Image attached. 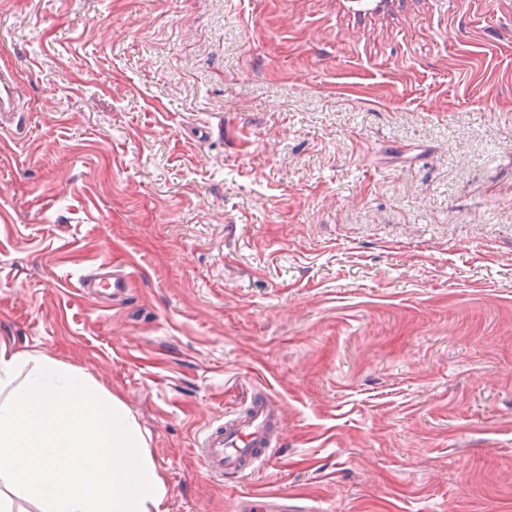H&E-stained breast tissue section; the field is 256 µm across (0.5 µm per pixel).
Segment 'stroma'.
<instances>
[{
    "label": "stroma",
    "instance_id": "obj_1",
    "mask_svg": "<svg viewBox=\"0 0 512 512\" xmlns=\"http://www.w3.org/2000/svg\"><path fill=\"white\" fill-rule=\"evenodd\" d=\"M5 68L0 339L122 400L167 512H512V0H0ZM15 76L12 72H0V127L4 129L6 124H11L14 119L15 109ZM130 274L123 271H115L104 265L98 268L94 276L86 277L80 283V288H86L85 293L99 295L100 298H107L101 294L111 296L116 300L126 293L130 283ZM282 406L272 396L252 400L247 414L208 428L195 448L208 477L242 475L277 452L281 437Z\"/></svg>",
    "mask_w": 512,
    "mask_h": 512
}]
</instances>
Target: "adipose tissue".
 Listing matches in <instances>:
<instances>
[{
  "label": "adipose tissue",
  "instance_id": "ef3b65f1",
  "mask_svg": "<svg viewBox=\"0 0 512 512\" xmlns=\"http://www.w3.org/2000/svg\"><path fill=\"white\" fill-rule=\"evenodd\" d=\"M167 512V487L126 405L90 375L0 341V512Z\"/></svg>",
  "mask_w": 512,
  "mask_h": 512
}]
</instances>
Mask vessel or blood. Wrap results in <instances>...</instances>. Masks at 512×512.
Listing matches in <instances>:
<instances>
[{
	"label": "vessel or blood",
	"mask_w": 512,
	"mask_h": 512,
	"mask_svg": "<svg viewBox=\"0 0 512 512\" xmlns=\"http://www.w3.org/2000/svg\"><path fill=\"white\" fill-rule=\"evenodd\" d=\"M15 76L0 72V127L11 123L15 114ZM130 283L129 273L99 267L81 285L87 293L119 298ZM282 406L271 396L252 400L245 415L207 429L196 450L207 476L223 478L242 475L248 468L275 453L281 437Z\"/></svg>",
	"instance_id": "b4317fda"
}]
</instances>
